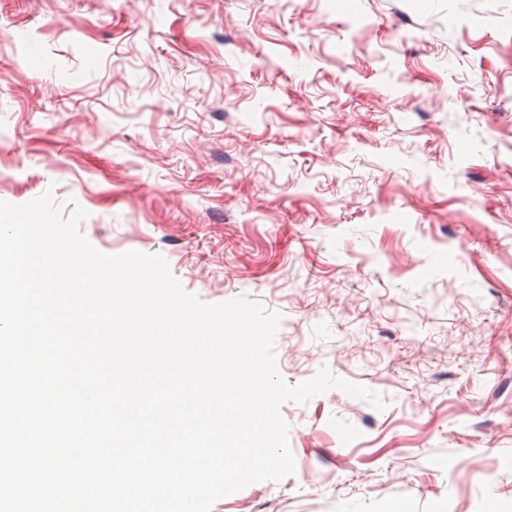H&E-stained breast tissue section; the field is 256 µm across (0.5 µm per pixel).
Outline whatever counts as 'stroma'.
<instances>
[{"instance_id": "1", "label": "stroma", "mask_w": 512, "mask_h": 512, "mask_svg": "<svg viewBox=\"0 0 512 512\" xmlns=\"http://www.w3.org/2000/svg\"><path fill=\"white\" fill-rule=\"evenodd\" d=\"M280 314L294 475L211 512H512V0H0V201Z\"/></svg>"}]
</instances>
